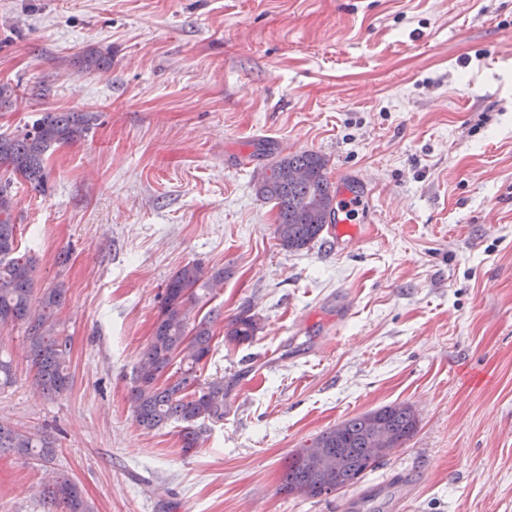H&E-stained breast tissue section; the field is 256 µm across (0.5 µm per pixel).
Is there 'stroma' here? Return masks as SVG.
<instances>
[{
  "instance_id": "35a3bbf8",
  "label": "stroma",
  "mask_w": 512,
  "mask_h": 512,
  "mask_svg": "<svg viewBox=\"0 0 512 512\" xmlns=\"http://www.w3.org/2000/svg\"><path fill=\"white\" fill-rule=\"evenodd\" d=\"M0 83L20 92L0 133L94 117L46 191L13 183L34 298L66 288L69 389L44 394L24 326L0 325V421L50 436L94 512H337L376 486L363 512H512V0H0ZM289 142L366 189L353 237L279 246L256 187ZM189 262L226 271L201 379L230 407L187 453L129 392ZM395 403L417 432L358 484L280 492L289 454ZM44 481L1 453L0 512H47ZM250 312V308H244L228 322L225 337L230 342L245 344L253 341L260 329V319Z\"/></svg>"
}]
</instances>
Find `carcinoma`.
Returning <instances> with one entry per match:
<instances>
[{"instance_id": "1", "label": "carcinoma", "mask_w": 512, "mask_h": 512, "mask_svg": "<svg viewBox=\"0 0 512 512\" xmlns=\"http://www.w3.org/2000/svg\"><path fill=\"white\" fill-rule=\"evenodd\" d=\"M92 116L83 112H45L20 132L0 134V169L8 177L0 183V324L25 325L27 353L42 391L63 393L70 384L68 365L70 338L58 328L56 312L65 300L60 284L48 289L40 308H32L33 271L36 259L15 255V208L10 188L19 176L43 192L47 185L44 160L56 144L76 142L86 136ZM326 160L304 151L281 157L267 167L257 181V192L278 208L274 235L285 250L298 252L316 239L334 219L335 190L326 176ZM224 281V270H211L187 263L165 285L152 336L141 353L130 403L136 424L147 430L170 420L184 423L183 448L198 447V424L220 422L227 410L228 390L224 379L200 383V371L212 352L211 316L198 317L199 305L213 288ZM260 329L251 309L241 310L227 326L225 337L236 344L253 341ZM178 363L174 380H161L173 363ZM390 436L393 447H401L417 431L418 417L406 403L385 405L351 417L319 436L311 445L339 456L338 477L326 478L307 469L296 452L288 458L279 491L307 498L328 497L336 488L357 484L379 464L372 458L369 423ZM0 451H11L32 460L44 470L52 469L53 441L0 422ZM43 501L61 512H94L78 484L63 473H55L43 492Z\"/></svg>"}]
</instances>
